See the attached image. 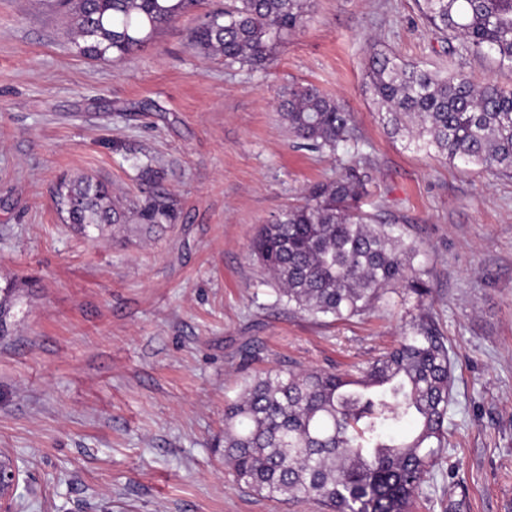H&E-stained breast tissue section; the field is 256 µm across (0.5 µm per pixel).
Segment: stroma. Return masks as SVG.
I'll list each match as a JSON object with an SVG mask.
<instances>
[{
    "label": "stroma",
    "instance_id": "obj_1",
    "mask_svg": "<svg viewBox=\"0 0 512 512\" xmlns=\"http://www.w3.org/2000/svg\"><path fill=\"white\" fill-rule=\"evenodd\" d=\"M199 9L120 64L89 61L41 0H0V282L19 288L0 338V451L14 512H320L235 482L224 406L274 369L338 370L397 343L415 299L343 321L289 313L251 254L260 225L356 165L364 210L400 225L448 340L446 465L416 512H512V175L405 148L369 90V47L477 83L512 71L453 53L416 0H314L265 67L225 64L189 35ZM312 84L352 113L360 152L295 148L280 104ZM91 176L172 201L177 219L83 235L52 191ZM20 470L15 461L0 452V511L13 512L14 493L19 485Z\"/></svg>",
    "mask_w": 512,
    "mask_h": 512
}]
</instances>
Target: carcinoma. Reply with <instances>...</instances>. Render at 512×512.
Listing matches in <instances>:
<instances>
[{
  "instance_id": "1",
  "label": "carcinoma",
  "mask_w": 512,
  "mask_h": 512,
  "mask_svg": "<svg viewBox=\"0 0 512 512\" xmlns=\"http://www.w3.org/2000/svg\"><path fill=\"white\" fill-rule=\"evenodd\" d=\"M200 0H53L71 19L76 52L117 64L144 50L159 30ZM425 22L462 55L512 69V0H417ZM313 0H230L191 32V43L224 62L261 67L296 32ZM366 74L380 120L405 147L453 166L512 171V88L475 85L372 49ZM283 119L297 139L336 154L359 151L351 113L313 85L288 88ZM364 175L349 167L310 186L302 203L261 225L252 252L276 302L335 321L362 316L392 295L415 297L419 313L397 347L353 374L270 371L246 381L224 409V459L235 481L271 499L312 501L324 512H412L446 459L452 373L447 339L423 308L430 293L414 265L417 246L364 211ZM54 202L86 234L122 224L173 220L151 198L130 208L89 176L61 182ZM17 285L0 286V336Z\"/></svg>"
}]
</instances>
